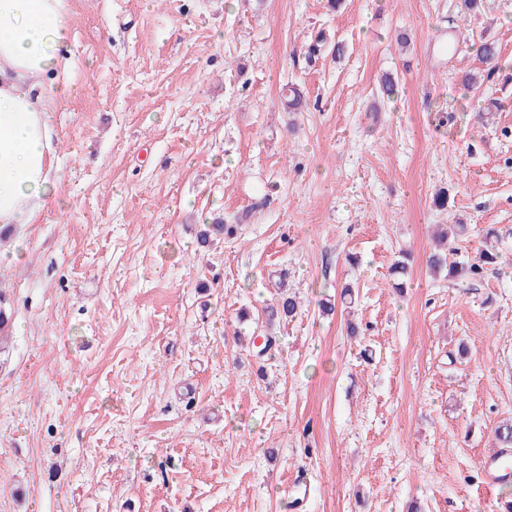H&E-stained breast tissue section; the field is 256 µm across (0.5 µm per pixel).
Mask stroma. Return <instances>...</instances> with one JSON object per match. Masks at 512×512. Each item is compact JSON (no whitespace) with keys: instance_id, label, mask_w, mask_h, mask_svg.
Instances as JSON below:
<instances>
[{"instance_id":"35a3bbf8","label":"stroma","mask_w":512,"mask_h":512,"mask_svg":"<svg viewBox=\"0 0 512 512\" xmlns=\"http://www.w3.org/2000/svg\"><path fill=\"white\" fill-rule=\"evenodd\" d=\"M71 8L60 202L0 256V512H503L512 0ZM217 218L237 234L200 243ZM440 224L461 260L494 229L498 264L431 271ZM490 485H499L512 481V469L502 464V460L489 456L483 462Z\"/></svg>"}]
</instances>
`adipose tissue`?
Segmentation results:
<instances>
[{
	"instance_id": "ef3b65f1",
	"label": "adipose tissue",
	"mask_w": 512,
	"mask_h": 512,
	"mask_svg": "<svg viewBox=\"0 0 512 512\" xmlns=\"http://www.w3.org/2000/svg\"><path fill=\"white\" fill-rule=\"evenodd\" d=\"M71 0H0V229L18 232L45 209L55 153L46 112L70 90L64 42Z\"/></svg>"
}]
</instances>
